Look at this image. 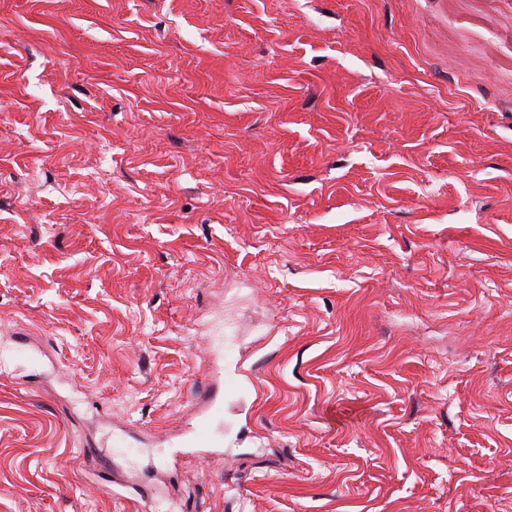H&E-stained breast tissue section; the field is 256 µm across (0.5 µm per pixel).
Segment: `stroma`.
<instances>
[{
	"mask_svg": "<svg viewBox=\"0 0 512 512\" xmlns=\"http://www.w3.org/2000/svg\"><path fill=\"white\" fill-rule=\"evenodd\" d=\"M159 507L512 512V0H0V512ZM219 408H215L208 416L199 421L189 431V436L181 448H215L219 445L214 442L211 424Z\"/></svg>",
	"mask_w": 512,
	"mask_h": 512,
	"instance_id": "stroma-1",
	"label": "stroma"
}]
</instances>
